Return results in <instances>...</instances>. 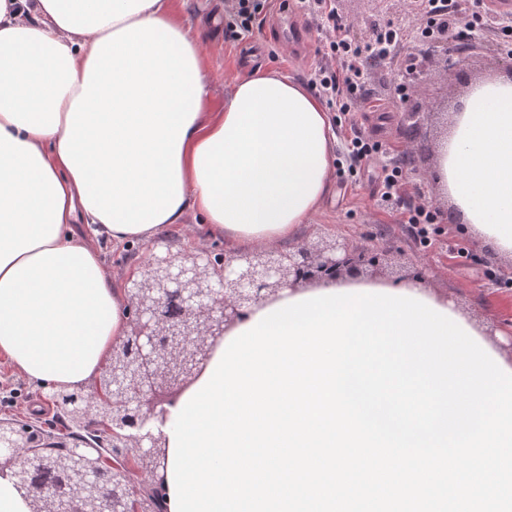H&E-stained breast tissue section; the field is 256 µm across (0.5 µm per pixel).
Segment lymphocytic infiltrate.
I'll return each instance as SVG.
<instances>
[{
    "mask_svg": "<svg viewBox=\"0 0 512 512\" xmlns=\"http://www.w3.org/2000/svg\"><path fill=\"white\" fill-rule=\"evenodd\" d=\"M300 8L314 18L322 31L317 52L323 62L312 71L311 83L336 112L366 111L370 104L365 94L368 57L376 54L382 62H389L397 49L411 40L429 45L447 36L449 31L464 36L477 26L487 25L496 31L500 51L512 56V17L478 14L474 0H411L412 23L408 28L385 23L376 38L366 43L351 37L348 25L337 15L335 0H300ZM384 150L382 140L353 130L347 145L348 174L354 176L365 167H373V160ZM373 169L378 206L400 210L404 223L409 224L419 242L430 246L438 218L436 209L426 201L404 205L407 172L403 166L384 165Z\"/></svg>",
    "mask_w": 512,
    "mask_h": 512,
    "instance_id": "lymphocytic-infiltrate-1",
    "label": "lymphocytic infiltrate"
}]
</instances>
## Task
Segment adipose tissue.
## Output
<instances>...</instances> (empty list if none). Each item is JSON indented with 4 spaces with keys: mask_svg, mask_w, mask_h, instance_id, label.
<instances>
[{
    "mask_svg": "<svg viewBox=\"0 0 512 512\" xmlns=\"http://www.w3.org/2000/svg\"><path fill=\"white\" fill-rule=\"evenodd\" d=\"M436 176L512 257V78L474 85ZM322 102L276 73L212 108L172 0H0V357L28 381L91 385L125 336L99 246L186 232L232 251L296 243L332 187Z\"/></svg>",
    "mask_w": 512,
    "mask_h": 512,
    "instance_id": "adipose-tissue-1",
    "label": "adipose tissue"
}]
</instances>
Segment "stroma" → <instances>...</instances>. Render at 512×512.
<instances>
[{
  "instance_id": "stroma-1",
  "label": "stroma",
  "mask_w": 512,
  "mask_h": 512,
  "mask_svg": "<svg viewBox=\"0 0 512 512\" xmlns=\"http://www.w3.org/2000/svg\"><path fill=\"white\" fill-rule=\"evenodd\" d=\"M293 0H266L267 10L260 25L246 40L235 37L233 0H174L175 15L188 27L201 47L214 105L224 103L235 81L258 71H276L305 84L311 69L319 65L316 25L307 16L298 22L305 30L302 44L278 41L273 30L277 13L292 6ZM336 10L358 41L374 38L387 20L407 24L410 15L403 0H336ZM468 46L464 66L447 62L448 45ZM404 71L410 85L405 108L429 113L430 119L417 133H410L401 112L391 111L394 96L391 74ZM506 60L498 51L489 27L471 35L448 34L432 45L407 44L399 48L390 64L371 68L367 82L369 98L379 104L376 112H360L356 118L377 138L387 142L392 154L406 156L408 190L431 201L439 213L432 246L415 239L396 214L380 209L367 176L334 175L333 189L302 231L303 236L335 234L360 243L372 240L389 250L388 269L403 272L422 267L423 283L454 301L459 311L479 328L512 330V259L499 256L491 246L448 219L449 201L433 173L439 150L447 139L452 116L461 108L470 88L478 81L505 75ZM462 244L468 259L453 256L452 246ZM39 385L18 375L0 359V418H17L48 427L55 422V409L45 406Z\"/></svg>"
}]
</instances>
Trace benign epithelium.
Listing matches in <instances>:
<instances>
[{"label":"benign epithelium","instance_id":"benign-epithelium-1","mask_svg":"<svg viewBox=\"0 0 512 512\" xmlns=\"http://www.w3.org/2000/svg\"><path fill=\"white\" fill-rule=\"evenodd\" d=\"M384 257L336 235L220 257L212 248L150 249L124 288L126 336L96 382L43 389L82 435L55 447L1 418L0 473L30 512H152L166 461L165 405L195 380L227 328L287 288L362 278Z\"/></svg>","mask_w":512,"mask_h":512}]
</instances>
